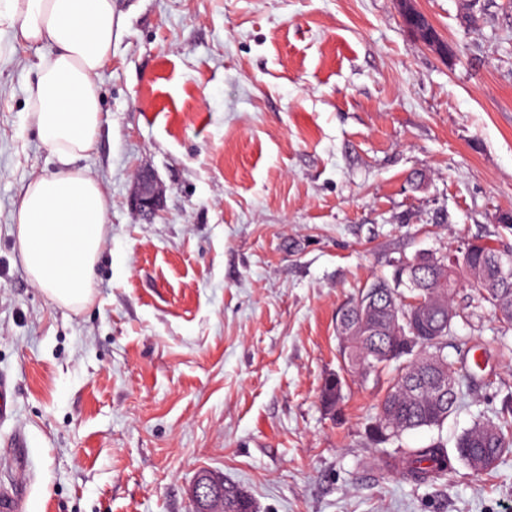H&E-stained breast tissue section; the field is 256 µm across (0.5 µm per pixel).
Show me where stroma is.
<instances>
[{"mask_svg": "<svg viewBox=\"0 0 512 512\" xmlns=\"http://www.w3.org/2000/svg\"><path fill=\"white\" fill-rule=\"evenodd\" d=\"M414 5L451 60L398 0H114L104 122L74 163L109 201L82 310L34 287L18 252L21 192L60 163L26 101L47 49L0 26V491L24 483L25 512H190L202 469L260 512H512V454L428 485L385 467L454 449L512 397L489 305L456 299L445 353L483 360L441 426L377 443L395 370L340 359L339 309L401 262L463 239L512 251V0ZM141 169L165 191L149 224L130 205Z\"/></svg>", "mask_w": 512, "mask_h": 512, "instance_id": "obj_1", "label": "stroma"}]
</instances>
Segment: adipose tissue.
<instances>
[{"label":"adipose tissue","instance_id":"obj_1","mask_svg":"<svg viewBox=\"0 0 512 512\" xmlns=\"http://www.w3.org/2000/svg\"><path fill=\"white\" fill-rule=\"evenodd\" d=\"M113 0H0V22L24 42L48 45L27 87L37 134L64 163L24 188L18 244L31 282L49 298L81 308L107 233L108 201L96 179L69 164L90 150L103 123L98 73L112 56Z\"/></svg>","mask_w":512,"mask_h":512}]
</instances>
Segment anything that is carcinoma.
<instances>
[{"label": "carcinoma", "mask_w": 512, "mask_h": 512, "mask_svg": "<svg viewBox=\"0 0 512 512\" xmlns=\"http://www.w3.org/2000/svg\"><path fill=\"white\" fill-rule=\"evenodd\" d=\"M434 254H419L417 276L422 288L414 295L422 297L432 308L430 324L418 326L416 343L411 352L404 353L409 336L408 325L391 318L387 289L377 279L366 286L359 297L381 305L376 314L377 327L357 338L350 349L356 366L362 374L378 373L389 362L388 354H396L399 371L382 400L375 416L372 432L378 442L398 438L403 433L422 427H438L462 403L463 380L461 370L447 359L436 358L422 362L420 358L437 354L456 335L455 296L460 288L477 292V302L489 304L492 312L503 324L512 327V277L498 276V261L508 262L505 253L490 243L475 240L467 253L459 254L460 261L453 265L433 264ZM452 374L454 383L447 392L436 388L440 372ZM342 384L329 380L322 393L324 405L332 409L341 399ZM512 452V400L504 401L498 412V422H477L464 431L456 443V458H451L442 442L425 448L409 449L400 458L406 476L415 484H429L450 475L454 461L465 463L473 471L487 472ZM252 496L240 486L224 481L223 512H246L245 500Z\"/></svg>", "instance_id": "carcinoma-1"}]
</instances>
